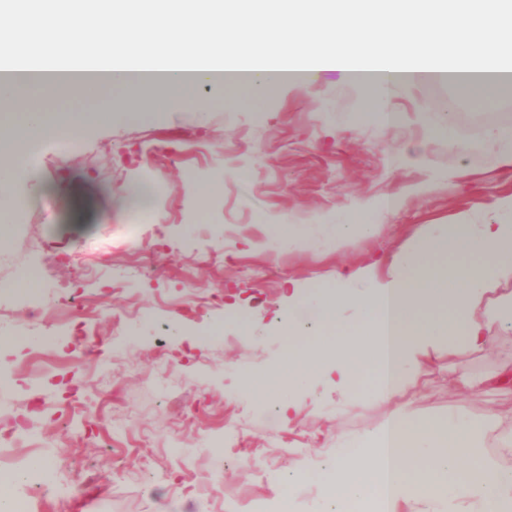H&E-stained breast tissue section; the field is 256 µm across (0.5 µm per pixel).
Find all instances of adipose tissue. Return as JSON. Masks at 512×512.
Listing matches in <instances>:
<instances>
[{"instance_id":"obj_1","label":"adipose tissue","mask_w":512,"mask_h":512,"mask_svg":"<svg viewBox=\"0 0 512 512\" xmlns=\"http://www.w3.org/2000/svg\"><path fill=\"white\" fill-rule=\"evenodd\" d=\"M281 10L288 21L263 58L241 54L244 32L266 29ZM56 14L78 33L80 55L69 64L46 51L7 59L26 78L0 82V112L19 116L0 127L4 231L22 208L15 186L36 176L27 162L32 145L86 131L117 108L132 116L152 99L201 113L244 106L277 89L280 72L308 83L334 72L339 82L359 83L386 126L394 121L393 89L428 75L447 74L460 94L489 106L512 92L498 78L512 72V0H0V49L39 36ZM137 26L156 30L149 55L129 48ZM93 87L109 97L60 118L38 103L46 95L78 99ZM350 301L353 330L333 338L326 382L340 395L395 401L427 347L444 339L449 348L481 352L494 344V326L512 310V224L431 225L384 275L363 268L337 276L307 313L332 327ZM493 422H428L397 408L359 438L357 456L337 455L325 474L326 498L399 512L401 503L442 496L448 512H512V472L478 453ZM407 433L416 444L397 453ZM447 438L452 447H444Z\"/></svg>"}]
</instances>
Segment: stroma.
Here are the masks:
<instances>
[{
	"label": "stroma",
	"mask_w": 512,
	"mask_h": 512,
	"mask_svg": "<svg viewBox=\"0 0 512 512\" xmlns=\"http://www.w3.org/2000/svg\"><path fill=\"white\" fill-rule=\"evenodd\" d=\"M430 102L445 112L426 116ZM390 109L387 128L358 86L285 83L203 116L144 105L83 132L74 151L52 143L0 240V288L47 269L39 288L0 300V400L28 422L14 456L32 477L0 488V512L25 493L31 512H310L336 454L357 455L355 439L390 406L337 397L316 375L263 400L243 394L286 367L289 283L306 293L340 271L384 270L430 225L501 222L497 200L512 195L491 136L512 133V99L487 112L443 83L402 85ZM217 180L222 190L202 200ZM144 184L140 207L131 195ZM389 197L399 205L385 208ZM365 220L374 232L337 240V225ZM133 232L151 261L113 250ZM82 317L94 347L70 331ZM510 348L512 315L491 351L440 343L422 359L426 385L403 401L429 421L499 412L481 453L512 470L502 450L512 384L448 385L449 373L489 371ZM36 352L43 363H31ZM290 400L300 409L287 420Z\"/></svg>",
	"instance_id": "stroma-1"
}]
</instances>
